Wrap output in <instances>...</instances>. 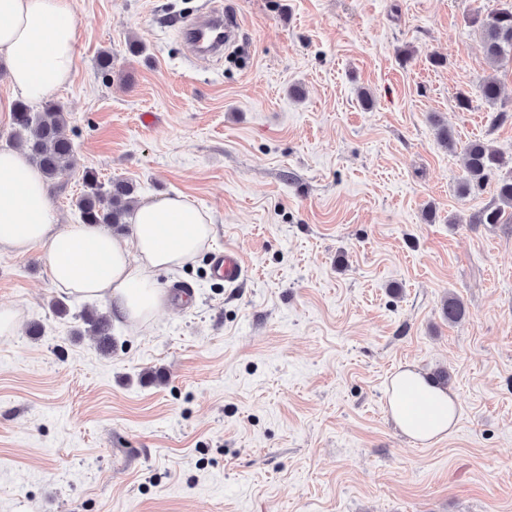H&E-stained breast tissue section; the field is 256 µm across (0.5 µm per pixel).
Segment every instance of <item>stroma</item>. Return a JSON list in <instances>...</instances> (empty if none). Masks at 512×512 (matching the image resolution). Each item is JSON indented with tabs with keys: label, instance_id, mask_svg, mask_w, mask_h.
<instances>
[{
	"label": "stroma",
	"instance_id": "35a3bbf8",
	"mask_svg": "<svg viewBox=\"0 0 512 512\" xmlns=\"http://www.w3.org/2000/svg\"><path fill=\"white\" fill-rule=\"evenodd\" d=\"M504 2L71 0L76 66L51 96L76 159L50 183L62 223L92 169L187 198L214 235L157 275L191 305L113 319L106 353L81 333L105 301L64 295L43 245L0 250L18 323L0 336V512H512V223L469 221L494 185L458 192L474 139L512 177V63L492 70L467 24ZM215 4L242 34L228 58L189 57L182 22ZM224 246L246 263L235 288L209 274ZM409 364L457 396L430 444L388 412Z\"/></svg>",
	"mask_w": 512,
	"mask_h": 512
}]
</instances>
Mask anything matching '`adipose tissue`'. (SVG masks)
Wrapping results in <instances>:
<instances>
[{"label": "adipose tissue", "mask_w": 512, "mask_h": 512, "mask_svg": "<svg viewBox=\"0 0 512 512\" xmlns=\"http://www.w3.org/2000/svg\"><path fill=\"white\" fill-rule=\"evenodd\" d=\"M76 22L69 0H0V76L12 96L0 99L11 112L14 97L45 100L70 79ZM125 240L98 224L58 226L48 184L24 151L0 149V249L45 248L53 283L68 294L106 300L136 321L165 301L155 273L181 267L207 244L209 216L180 196L141 201ZM393 420L411 440L428 443L450 434L457 399L416 367L396 373L387 389Z\"/></svg>", "instance_id": "obj_1"}]
</instances>
